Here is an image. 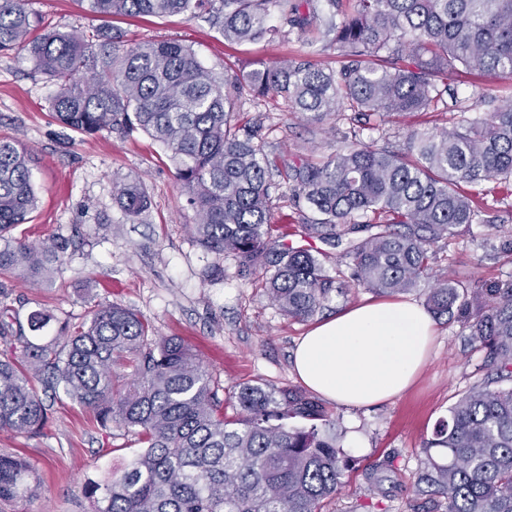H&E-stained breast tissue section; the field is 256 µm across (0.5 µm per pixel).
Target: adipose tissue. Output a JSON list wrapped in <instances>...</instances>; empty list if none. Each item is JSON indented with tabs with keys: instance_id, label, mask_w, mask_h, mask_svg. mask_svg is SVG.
<instances>
[{
	"instance_id": "obj_1",
	"label": "adipose tissue",
	"mask_w": 512,
	"mask_h": 512,
	"mask_svg": "<svg viewBox=\"0 0 512 512\" xmlns=\"http://www.w3.org/2000/svg\"><path fill=\"white\" fill-rule=\"evenodd\" d=\"M434 339L423 307L378 301L351 307L308 331L294 352L301 383L340 406H369L405 393Z\"/></svg>"
}]
</instances>
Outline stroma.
<instances>
[{
  "instance_id": "1",
  "label": "stroma",
  "mask_w": 512,
  "mask_h": 512,
  "mask_svg": "<svg viewBox=\"0 0 512 512\" xmlns=\"http://www.w3.org/2000/svg\"><path fill=\"white\" fill-rule=\"evenodd\" d=\"M353 5L354 0H315L305 37L293 33L271 43H229L212 21L183 14L116 18L112 25L129 42H182L219 79L260 63L300 58L336 70L341 56L325 36L324 22L351 12ZM31 7L45 26L60 31L87 34L103 24L79 0H31ZM54 92L52 81L29 57L0 55V139L30 149L39 197L32 220L17 226L13 235L33 243L59 236L72 241L43 287L30 288L0 275V305L11 306L23 319L32 311L49 310L52 319L41 333L47 341L62 322L88 319L94 304H121L134 309L156 335L188 343L204 367L220 378L221 398L246 384L300 388L292 354L310 321L283 316L265 293L261 272L241 271L234 259H218L196 245L190 233L196 213L157 143L144 134L83 136L66 129L52 113ZM508 102L510 77L452 81L437 107L384 115L378 129L364 131L362 139L396 149L412 130L451 126L459 108L485 118ZM237 123L257 131L269 159L278 163L270 174L272 238L303 245L305 214L295 207L294 186L279 163L326 160L348 136L350 122L313 123L280 99L256 100L246 94ZM122 180L140 181L148 193L149 207L138 223L126 219L112 195L114 182ZM481 190L482 207L495 216V223L473 224L437 243L432 279L453 275L473 289L512 280V182L488 180ZM218 264L223 274H214ZM434 325L428 363L406 394L372 408L326 402L336 422L344 469L342 485L323 512H445L444 497L414 492L424 447L449 407L494 373L485 349L469 342L459 319L443 316ZM47 403L49 421L40 434L0 431V454L23 455L41 479L36 497L1 505L0 512H94L87 481L105 480L114 466L139 450L134 434L101 429L88 410L66 396Z\"/></svg>"
}]
</instances>
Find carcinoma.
I'll list each match as a JSON object with an SVG mask.
<instances>
[{
    "label": "carcinoma",
    "instance_id": "obj_1",
    "mask_svg": "<svg viewBox=\"0 0 512 512\" xmlns=\"http://www.w3.org/2000/svg\"><path fill=\"white\" fill-rule=\"evenodd\" d=\"M103 18L146 19L215 13L224 39L271 41L307 31L313 0H86ZM281 24H270L272 13ZM345 58L337 72L306 60L264 64L219 82L188 46L175 41L123 43L101 26L91 37L42 30L30 0H0V53L24 51L57 85L53 114L82 135L142 132L162 145L195 209L194 241L218 258L269 274L280 311L314 316L342 283L313 249L269 238L272 162L255 135L236 131L242 89L273 95L308 119L348 112L382 116L421 112L475 71L512 76V0H355L328 20ZM32 158L17 141H0V274L38 285L67 251L58 237L35 245L12 235L37 210ZM298 201L317 215L301 225L308 239L333 246L350 233L349 279L398 295L429 278L430 249L480 221L473 207L482 182L512 179V103L483 121L460 114L451 127L412 131L401 152L356 139L326 161L284 165ZM471 188L467 193L462 185ZM126 218L148 208L139 181L114 185ZM371 214L378 222L355 224ZM480 313L472 318L473 303ZM433 314L457 316L482 344L500 381L512 382V284L470 292L450 277L428 290ZM51 315L27 324L0 308V431L36 434L48 420L39 392L63 388L98 424L134 432L137 457L91 483L95 512H321L341 486L336 422L302 390L247 384L224 414L221 384L178 337L155 338L131 309L99 304L89 320L35 342ZM31 335H26V332ZM299 418L302 426H290ZM416 492L440 494L446 512H512V385L475 386L439 420L425 448ZM38 475L23 457L0 454V502L32 496Z\"/></svg>",
    "mask_w": 512,
    "mask_h": 512
}]
</instances>
